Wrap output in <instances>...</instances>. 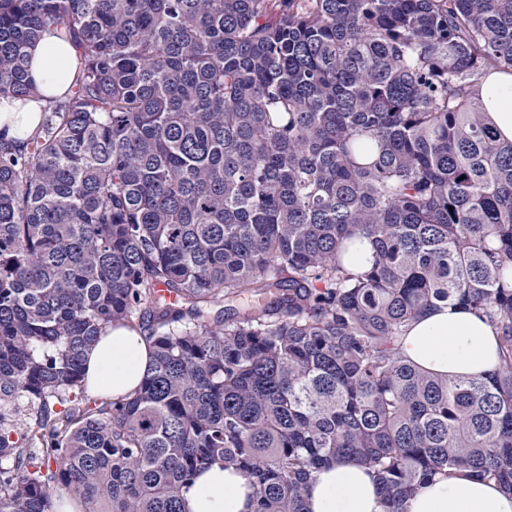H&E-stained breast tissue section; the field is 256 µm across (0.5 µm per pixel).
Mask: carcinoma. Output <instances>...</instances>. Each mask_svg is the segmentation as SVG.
Wrapping results in <instances>:
<instances>
[{"label":"carcinoma","instance_id":"cac0c4a2","mask_svg":"<svg viewBox=\"0 0 512 512\" xmlns=\"http://www.w3.org/2000/svg\"><path fill=\"white\" fill-rule=\"evenodd\" d=\"M76 53L35 93L30 48ZM512 71V0H0V512H183L215 464L253 512L371 466L384 512L455 467L512 490V141L476 94ZM371 266L347 267L356 242ZM457 301L497 331L487 380L397 342ZM139 330L128 397L85 352ZM75 57L74 49L50 32L31 49L29 73L44 96L68 90L74 79ZM40 121V103L29 101L22 106L19 101L0 98V129L7 127L8 134L23 137L30 134ZM151 353L150 343L139 330L113 328L87 353L88 391L113 398L132 395L146 374Z\"/></svg>","mask_w":512,"mask_h":512}]
</instances>
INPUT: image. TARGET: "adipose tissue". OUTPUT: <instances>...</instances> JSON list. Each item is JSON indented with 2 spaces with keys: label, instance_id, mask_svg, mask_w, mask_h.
<instances>
[{
  "label": "adipose tissue",
  "instance_id": "1",
  "mask_svg": "<svg viewBox=\"0 0 512 512\" xmlns=\"http://www.w3.org/2000/svg\"><path fill=\"white\" fill-rule=\"evenodd\" d=\"M75 51L52 33L31 50L29 73L46 96L64 93L75 72ZM487 115L503 138L512 140V71L491 72L479 89ZM40 105L0 98V128L9 135L31 133ZM402 356L435 374L485 378L498 367L493 327L477 311L456 303L426 311L399 340ZM152 349L139 330L112 329L88 351L86 384L94 395L133 394L149 365ZM308 512H383L373 470L350 458L321 467L309 482ZM184 512H253L247 479L213 466L196 476L183 494ZM407 512H512V493L459 467L439 473L414 493Z\"/></svg>",
  "mask_w": 512,
  "mask_h": 512
}]
</instances>
